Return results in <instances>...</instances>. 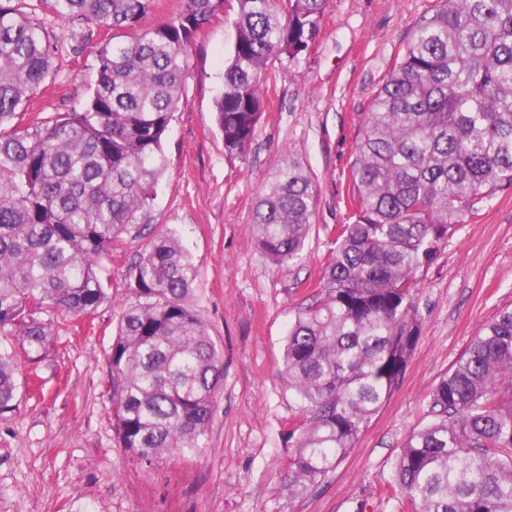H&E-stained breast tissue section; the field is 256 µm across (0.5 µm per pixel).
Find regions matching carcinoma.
<instances>
[{
    "mask_svg": "<svg viewBox=\"0 0 512 512\" xmlns=\"http://www.w3.org/2000/svg\"><path fill=\"white\" fill-rule=\"evenodd\" d=\"M22 2L0 0V336L37 363L52 315L84 317L109 298L102 259L146 223L193 39L227 0H183L150 29L139 23L154 0H39L62 23L113 34L81 110L26 126L14 118L53 73V49ZM236 5L215 120L225 155L243 159L265 112L263 71L309 49L328 0ZM350 179L352 220L283 351L302 417L290 491L322 482L398 387L419 331L418 273L512 184V0H440L417 24L365 113ZM315 210L312 178L284 161L256 208L262 254L299 262ZM198 276L174 231L155 235L112 341L114 431L146 465L206 447L224 367L189 304ZM16 371L0 348V412L15 408ZM431 399L439 418L405 440L394 492L417 512H512V310L480 327Z\"/></svg>",
    "mask_w": 512,
    "mask_h": 512,
    "instance_id": "1",
    "label": "carcinoma"
}]
</instances>
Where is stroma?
Instances as JSON below:
<instances>
[{"label": "stroma", "instance_id": "stroma-1", "mask_svg": "<svg viewBox=\"0 0 512 512\" xmlns=\"http://www.w3.org/2000/svg\"><path fill=\"white\" fill-rule=\"evenodd\" d=\"M438 4L329 0L308 51L269 61L268 108L243 160L225 155L214 113L234 0L198 31L147 226L104 261L109 301L86 318L54 316L47 357L18 360L16 407L0 414V512H412L389 492L394 460L409 434L434 420L431 391L482 324L512 309V185L498 188L420 272V334L398 388L336 469L295 494L280 480L299 424L281 368L288 326L331 258L333 229L352 213L349 170L368 106ZM23 9L56 48L53 75L17 116L25 124L81 107L96 50L112 32L64 26L30 0ZM288 157L309 172L317 208L303 261L280 269L257 248L252 220ZM165 229L180 231L199 269L191 303L223 353L224 385L206 448L146 466L116 438L108 355L132 300L134 266Z\"/></svg>", "mask_w": 512, "mask_h": 512}]
</instances>
